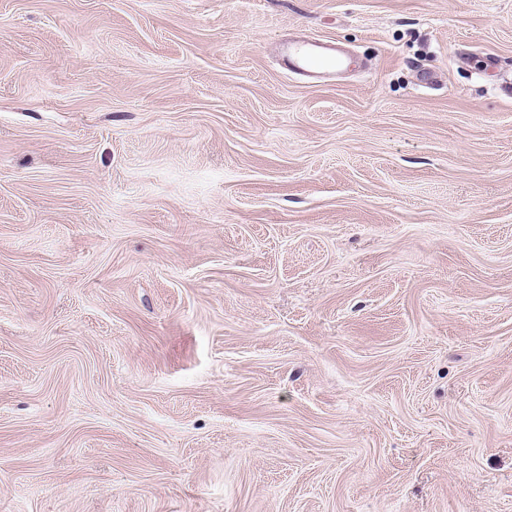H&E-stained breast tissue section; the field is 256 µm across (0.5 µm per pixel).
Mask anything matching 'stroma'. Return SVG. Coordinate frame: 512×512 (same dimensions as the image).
Returning a JSON list of instances; mask_svg holds the SVG:
<instances>
[{"label":"stroma","mask_w":512,"mask_h":512,"mask_svg":"<svg viewBox=\"0 0 512 512\" xmlns=\"http://www.w3.org/2000/svg\"><path fill=\"white\" fill-rule=\"evenodd\" d=\"M0 512H512V0H0ZM281 55L294 68L306 73L334 72L341 66L332 45L317 40L287 43Z\"/></svg>","instance_id":"stroma-1"}]
</instances>
